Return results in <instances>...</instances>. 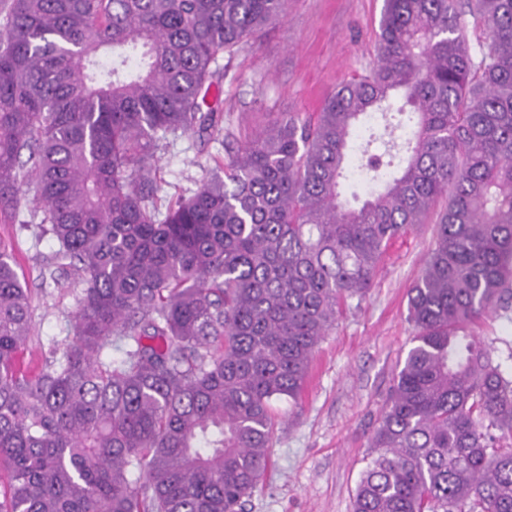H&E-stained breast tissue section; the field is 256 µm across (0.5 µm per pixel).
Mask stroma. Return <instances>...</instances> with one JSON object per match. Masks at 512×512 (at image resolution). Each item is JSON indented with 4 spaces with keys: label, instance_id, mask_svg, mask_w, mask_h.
<instances>
[{
    "label": "stroma",
    "instance_id": "obj_1",
    "mask_svg": "<svg viewBox=\"0 0 512 512\" xmlns=\"http://www.w3.org/2000/svg\"><path fill=\"white\" fill-rule=\"evenodd\" d=\"M384 0H288L286 18L233 54H221L224 127L243 143L285 112H316L343 79L378 56ZM219 143L182 136L157 156L167 193H190L223 157ZM435 245L434 224L397 239L360 304L347 308L317 349L298 402L276 403L270 463L246 512H351L359 474L368 461L398 371L411 346L407 293ZM0 248L11 253L29 290L33 329L21 367L40 365L62 348L78 308L74 274L55 279L41 268L55 245L33 231L0 224ZM473 330L503 366H512V308L489 314Z\"/></svg>",
    "mask_w": 512,
    "mask_h": 512
}]
</instances>
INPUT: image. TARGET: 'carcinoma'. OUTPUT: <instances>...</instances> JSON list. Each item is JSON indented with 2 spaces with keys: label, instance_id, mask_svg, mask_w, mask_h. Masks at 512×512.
Returning <instances> with one entry per match:
<instances>
[{
  "label": "carcinoma",
  "instance_id": "cac0c4a2",
  "mask_svg": "<svg viewBox=\"0 0 512 512\" xmlns=\"http://www.w3.org/2000/svg\"><path fill=\"white\" fill-rule=\"evenodd\" d=\"M287 3L5 0L0 224L40 220L80 293L60 355L21 369L29 292L0 252V512H244L273 404L443 197L352 512H512V373L471 331L512 304V0H384L370 69L234 143L213 64ZM179 135L224 140V172L169 198Z\"/></svg>",
  "mask_w": 512,
  "mask_h": 512
}]
</instances>
